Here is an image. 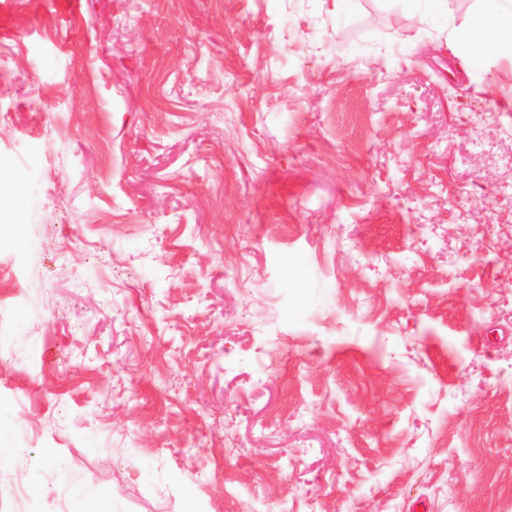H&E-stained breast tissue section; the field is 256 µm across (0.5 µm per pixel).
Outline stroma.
I'll list each match as a JSON object with an SVG mask.
<instances>
[{"mask_svg": "<svg viewBox=\"0 0 512 512\" xmlns=\"http://www.w3.org/2000/svg\"><path fill=\"white\" fill-rule=\"evenodd\" d=\"M440 40L374 0H0V167L38 169L0 512H66L27 491L59 458L124 512H512V63Z\"/></svg>", "mask_w": 512, "mask_h": 512, "instance_id": "35a3bbf8", "label": "stroma"}]
</instances>
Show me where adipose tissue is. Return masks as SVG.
<instances>
[{
    "instance_id": "1",
    "label": "adipose tissue",
    "mask_w": 512,
    "mask_h": 512,
    "mask_svg": "<svg viewBox=\"0 0 512 512\" xmlns=\"http://www.w3.org/2000/svg\"><path fill=\"white\" fill-rule=\"evenodd\" d=\"M382 10L412 18L421 25L446 34L452 48L464 56L472 67L481 66L487 58L512 61V0H472L468 19L452 16L447 0H377ZM59 473L56 482H47L41 474H33L30 488L35 496L56 494L67 500L68 512H99L102 504H110L107 490L84 496L77 492V481L62 462H55Z\"/></svg>"
}]
</instances>
